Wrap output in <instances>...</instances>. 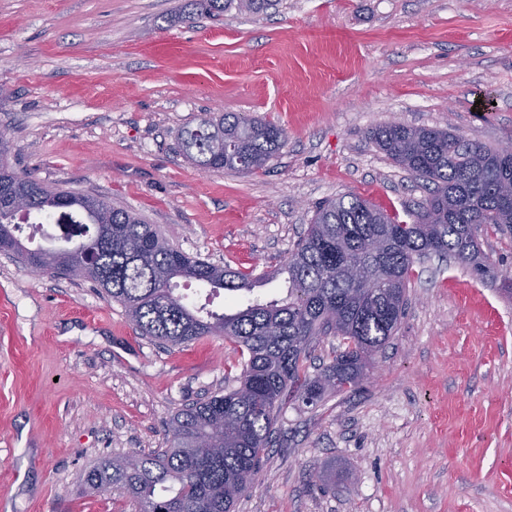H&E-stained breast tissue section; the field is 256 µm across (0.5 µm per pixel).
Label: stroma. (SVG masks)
Instances as JSON below:
<instances>
[{
	"label": "stroma",
	"mask_w": 512,
	"mask_h": 512,
	"mask_svg": "<svg viewBox=\"0 0 512 512\" xmlns=\"http://www.w3.org/2000/svg\"><path fill=\"white\" fill-rule=\"evenodd\" d=\"M194 0H0L8 162L104 196L185 253L282 264L317 206L348 193L407 217L422 180L372 129L448 127L512 140V0H279L194 15ZM284 128L262 170L202 171L180 151L201 113ZM503 272L416 264L402 323L362 391L277 412V441L235 512H512V232ZM239 347L165 350L92 283L0 256V512H135L82 491L86 469L166 447L177 408L234 387Z\"/></svg>",
	"instance_id": "35a3bbf8"
}]
</instances>
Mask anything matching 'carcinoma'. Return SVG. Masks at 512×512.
I'll return each instance as SVG.
<instances>
[{
  "label": "carcinoma",
  "mask_w": 512,
  "mask_h": 512,
  "mask_svg": "<svg viewBox=\"0 0 512 512\" xmlns=\"http://www.w3.org/2000/svg\"><path fill=\"white\" fill-rule=\"evenodd\" d=\"M197 12L219 16L234 7L260 14L274 0H195ZM395 164L423 179L429 195L411 221L357 195L320 206L307 233L277 269L253 276L198 257L170 243L152 224L91 194L51 190L16 174L0 136V197L19 195L26 215L50 217L70 199V220L80 244L34 249L18 237L20 225L0 206V241L15 245L35 273L90 281L118 303L138 334L180 347L222 336L241 348L238 386L188 404L168 420V447L150 455L105 458L84 475V485L120 490L139 512H233L275 441L274 409L300 402L315 406L330 392L355 391L367 357L387 345L404 318L414 265L432 255L467 265L482 279L499 276L481 249L485 224L512 229V159L496 148L460 141L451 128L400 123L372 132ZM281 127L234 113L204 114L181 134L186 161L206 170L252 172L284 146ZM278 276L288 283L281 299L259 297L230 314L193 307L172 288L176 278L229 292ZM340 337L332 360L309 373L310 348L327 333Z\"/></svg>",
  "instance_id": "obj_1"
}]
</instances>
